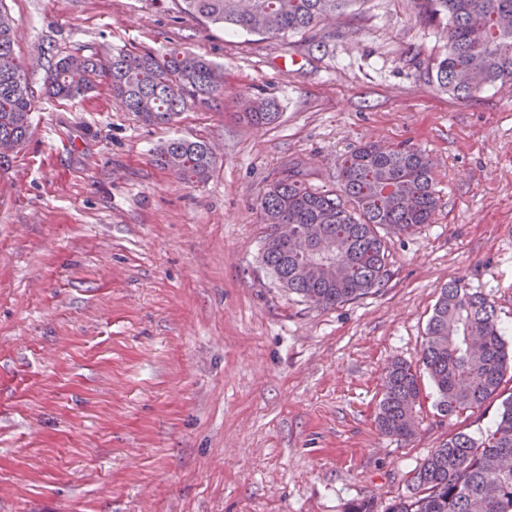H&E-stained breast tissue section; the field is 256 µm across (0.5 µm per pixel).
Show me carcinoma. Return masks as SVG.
<instances>
[{
	"mask_svg": "<svg viewBox=\"0 0 512 512\" xmlns=\"http://www.w3.org/2000/svg\"><path fill=\"white\" fill-rule=\"evenodd\" d=\"M187 16L225 31L268 34L286 40L317 32L329 17L360 0H179ZM416 15L434 24L445 51L432 63L439 87L468 99L482 87L512 80V0H412ZM12 18L0 8V171L29 136L34 110L22 65L13 55ZM104 81L112 96L144 123L171 125L183 112L224 93V69L199 54L171 49L69 54L45 70L53 96L76 98ZM239 119L248 124L276 120L273 99L242 97ZM160 167L186 183L207 180L214 166L209 145L174 137L155 155ZM339 191L320 189L300 169L273 180L257 203L269 232L261 261L281 287L321 309L360 298L384 284L389 248L381 230L409 234L430 223L438 196L429 159L411 147L365 144L338 166ZM294 232L317 226L336 244V260L318 277L305 257L276 237L277 226ZM420 362L432 380L442 416L481 407L512 380V351L503 339L494 307L458 281L440 289L427 325ZM421 388L412 364L394 361L386 370L377 424L407 439L420 405ZM512 455V396L480 437L458 433L434 449L415 469L411 495L387 512H512V466L492 468L491 457Z\"/></svg>",
	"mask_w": 512,
	"mask_h": 512,
	"instance_id": "cac0c4a2",
	"label": "carcinoma"
}]
</instances>
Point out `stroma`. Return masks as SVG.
Here are the masks:
<instances>
[{
  "label": "stroma",
  "mask_w": 512,
  "mask_h": 512,
  "mask_svg": "<svg viewBox=\"0 0 512 512\" xmlns=\"http://www.w3.org/2000/svg\"><path fill=\"white\" fill-rule=\"evenodd\" d=\"M35 97L0 173V512H374L500 398L440 416L428 376L409 439L376 420L387 366L416 362L439 291L494 306L512 347V81L462 100L409 0H360L324 47L200 25L175 0H0ZM172 48L224 67V94L149 126L106 87L62 100L61 55ZM242 94L279 119L246 125ZM173 136L210 143L209 178L156 166ZM406 144L431 161V223L389 242L375 292L319 309L261 263L256 202L300 165L338 186L342 155Z\"/></svg>",
  "instance_id": "stroma-1"
}]
</instances>
